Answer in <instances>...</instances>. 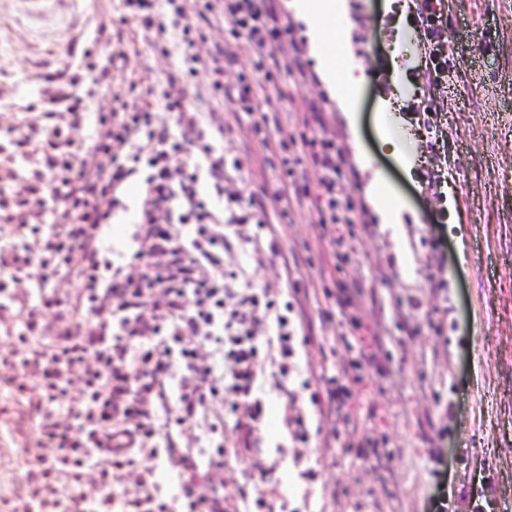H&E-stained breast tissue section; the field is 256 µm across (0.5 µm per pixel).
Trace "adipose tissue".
<instances>
[{
    "mask_svg": "<svg viewBox=\"0 0 512 512\" xmlns=\"http://www.w3.org/2000/svg\"><path fill=\"white\" fill-rule=\"evenodd\" d=\"M300 13L307 23L330 93L341 106L350 107L352 87L343 72L341 46L336 39V0H302Z\"/></svg>",
    "mask_w": 512,
    "mask_h": 512,
    "instance_id": "ef3b65f1",
    "label": "adipose tissue"
}]
</instances>
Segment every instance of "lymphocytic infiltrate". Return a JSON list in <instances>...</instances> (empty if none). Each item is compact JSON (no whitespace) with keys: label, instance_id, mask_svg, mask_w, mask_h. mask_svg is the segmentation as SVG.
<instances>
[{"label":"lymphocytic infiltrate","instance_id":"obj_1","mask_svg":"<svg viewBox=\"0 0 512 512\" xmlns=\"http://www.w3.org/2000/svg\"><path fill=\"white\" fill-rule=\"evenodd\" d=\"M412 21L430 47L429 91L454 72V56L438 38V0H414ZM118 25L137 22L158 32L155 52L168 54L163 7L176 0H125ZM221 11L257 55H272L287 39L275 26L271 0H205L196 15ZM63 65L52 95L29 101L13 122L0 124V427L11 426L9 463L22 474L0 492V512H224V448L207 470L177 436L194 432L219 404L228 417L249 411L257 429L261 355L257 328L276 325L281 374L296 355L302 318L288 319L264 288H224V252L232 241L197 175L156 112L138 108L99 116L94 138L76 143L70 130L86 122L79 82ZM146 165L136 248L126 269L104 276L99 231L109 223L116 194ZM232 223L251 225L255 254L276 250V230L264 204L250 200ZM68 279L71 291L55 284ZM211 343L232 365L216 378L201 353ZM186 370L177 399L167 394L174 364ZM180 465V481L163 491L151 462Z\"/></svg>","mask_w":512,"mask_h":512}]
</instances>
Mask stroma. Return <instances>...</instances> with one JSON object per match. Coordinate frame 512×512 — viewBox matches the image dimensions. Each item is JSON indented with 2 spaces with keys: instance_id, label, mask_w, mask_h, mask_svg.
<instances>
[{
  "instance_id": "1",
  "label": "stroma",
  "mask_w": 512,
  "mask_h": 512,
  "mask_svg": "<svg viewBox=\"0 0 512 512\" xmlns=\"http://www.w3.org/2000/svg\"><path fill=\"white\" fill-rule=\"evenodd\" d=\"M444 3L439 35L462 58L459 78L436 93L434 121L447 138L441 151L428 144L415 113L422 44L407 0H341L343 67L355 93L347 112L323 88L293 0H274L288 40L276 47L278 66L260 95L281 126L270 148L234 91L239 73L259 58L225 21L213 20L192 51L172 40L166 56L153 51L149 32L127 25L121 53L98 61L106 89H94L88 75L80 82L93 96L84 128L71 133L77 141L91 134L111 96L131 98L133 83L152 85L159 109L170 73L188 71L193 56L219 45L234 55L223 94L206 73L190 79L197 129L179 126L172 114L163 119L178 141L202 138L223 156V191L207 173L197 181L216 211L229 198L255 196L278 227L277 250L262 261L249 257L246 244L225 253L226 269L246 272L225 287L234 292L249 280L271 288L279 304H302L311 335L296 342L297 374H280L276 352L262 355L259 445L224 461L227 512H251L257 496L272 512H475L482 491V512H512V0ZM124 11L123 0H60L56 13L37 19L26 0H0V113L50 95L58 66ZM481 28L490 43L479 44ZM297 54L306 75L288 69ZM314 107L346 171L348 219L336 232L354 244L342 266L359 289L345 295L330 275L314 204L286 205L279 192L281 161L305 150L304 117ZM215 112L223 127L211 125ZM390 140L400 154H391ZM437 171L445 180L439 199L425 186ZM375 182L396 199L392 223H381L369 202ZM142 186L139 176L126 184L111 225L101 229L106 260L133 244ZM286 257L301 268L292 281L282 273ZM302 376L311 377L309 388H300ZM335 386L351 397L332 415L324 395ZM299 414L310 431L306 444L290 425ZM241 488L249 501L236 499Z\"/></svg>"
}]
</instances>
